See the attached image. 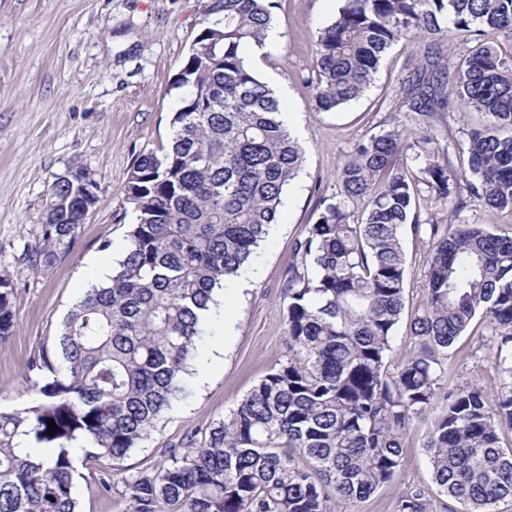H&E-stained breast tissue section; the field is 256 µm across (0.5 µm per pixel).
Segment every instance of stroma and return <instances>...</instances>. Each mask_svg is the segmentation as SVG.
<instances>
[{"mask_svg": "<svg viewBox=\"0 0 512 512\" xmlns=\"http://www.w3.org/2000/svg\"><path fill=\"white\" fill-rule=\"evenodd\" d=\"M339 0H277L275 42L255 59L261 79L285 93L292 134L305 163L289 186L279 221L249 265L248 289L226 294L228 320H214L187 379L189 394L157 421L148 439L126 457L84 459L75 453L73 494L79 512H124L121 488L102 493L99 472L134 474L152 469L164 448L187 438L203 443L214 423L234 408L268 372L288 357L284 288L294 247L334 197L337 175L357 142L399 126L410 139L418 130L404 105L402 83L429 49L425 39L402 41L384 57L374 82L358 100L333 112L311 107L305 80L314 68L316 32L335 17ZM207 0H0V275L14 284L16 328L0 346V411L28 406L37 394L27 365L51 348L72 303L99 266H116L128 244L135 214L124 188L136 157L168 145L170 124L183 91L174 79L200 29ZM481 113L456 99L435 115L434 129L456 157ZM85 168L99 183L100 201L71 248L47 267L21 260L33 242L58 174ZM405 307L395 337L396 354L412 345L410 324L423 296L427 243L404 233ZM473 320L442 356L445 381L480 382L495 392L497 366ZM425 423L404 435L399 475L359 507L338 512H395L398 497L415 488L434 512H463L438 495L425 453Z\"/></svg>", "mask_w": 512, "mask_h": 512, "instance_id": "obj_1", "label": "stroma"}]
</instances>
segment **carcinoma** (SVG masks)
I'll use <instances>...</instances> for the list:
<instances>
[{
	"label": "carcinoma",
	"mask_w": 512,
	"mask_h": 512,
	"mask_svg": "<svg viewBox=\"0 0 512 512\" xmlns=\"http://www.w3.org/2000/svg\"><path fill=\"white\" fill-rule=\"evenodd\" d=\"M276 0H208L175 85L168 147L138 155L125 186L136 222L105 285L91 284L62 321L27 408L0 412V512H78L70 448L125 457L185 393L183 375L208 332L214 289L249 264L278 222L304 152L280 119V101L245 49L264 46ZM512 37V0H341L315 41L308 79L315 111L359 98L399 41L429 36ZM422 136L397 129L361 140L325 204L294 248L284 311L288 358L224 415L199 446L165 448L159 467L129 477L102 472L107 494L123 484L126 512H335L394 480L403 434L427 420L425 448L440 494L466 512L512 507V236L483 225L423 223L424 192L458 216L464 196L512 211V44L480 43L452 73L429 51L403 82ZM485 117L467 133L460 165L431 119L452 97ZM84 168L48 187L40 235L23 261L46 267L66 252L99 196ZM428 240L424 304L410 335L418 349L395 370L404 309L405 227ZM486 319L499 387L444 383L437 354L475 317ZM16 326L14 284L0 276V345ZM54 420L59 430L47 426ZM52 444L32 459L22 439ZM395 512H432L425 491L399 496Z\"/></svg>",
	"instance_id": "obj_1"
}]
</instances>
